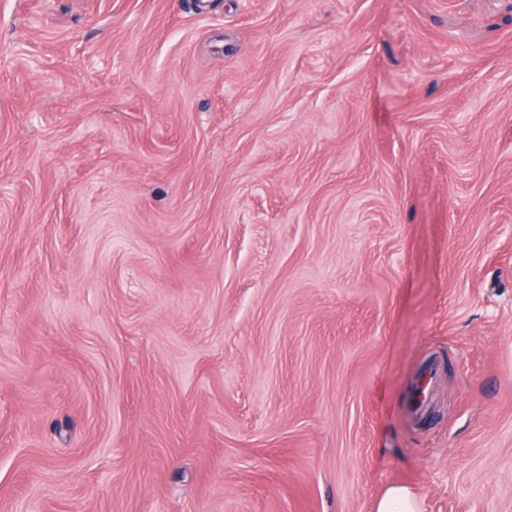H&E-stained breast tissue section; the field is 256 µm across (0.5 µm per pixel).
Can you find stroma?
<instances>
[{"label":"stroma","mask_w":512,"mask_h":512,"mask_svg":"<svg viewBox=\"0 0 512 512\" xmlns=\"http://www.w3.org/2000/svg\"><path fill=\"white\" fill-rule=\"evenodd\" d=\"M394 484L512 512V0H0V512Z\"/></svg>","instance_id":"obj_1"}]
</instances>
